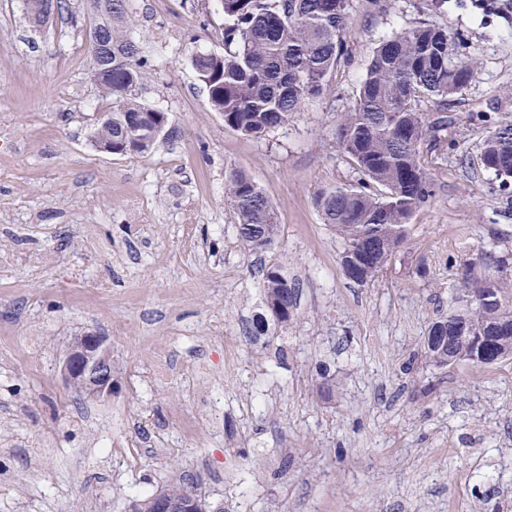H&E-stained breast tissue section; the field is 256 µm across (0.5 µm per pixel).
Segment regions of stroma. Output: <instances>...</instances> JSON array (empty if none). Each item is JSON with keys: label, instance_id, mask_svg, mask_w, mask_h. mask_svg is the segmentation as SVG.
Returning <instances> with one entry per match:
<instances>
[{"label": "stroma", "instance_id": "1", "mask_svg": "<svg viewBox=\"0 0 512 512\" xmlns=\"http://www.w3.org/2000/svg\"><path fill=\"white\" fill-rule=\"evenodd\" d=\"M350 0L327 92L255 138L213 112L191 66L223 52L214 0H130L147 63L142 99L179 135L148 152L99 150L91 15L31 23L0 0V512H128L183 483L224 512H512V359L426 363L478 248L512 252V182L480 164L512 123V0ZM448 28L477 76L448 101L450 141L428 140L430 201L370 283L314 196L359 173L336 145L380 39ZM252 177L279 224L262 252L225 195ZM298 291L269 322L263 273ZM107 338L111 397L67 389L74 338Z\"/></svg>", "mask_w": 512, "mask_h": 512}]
</instances>
